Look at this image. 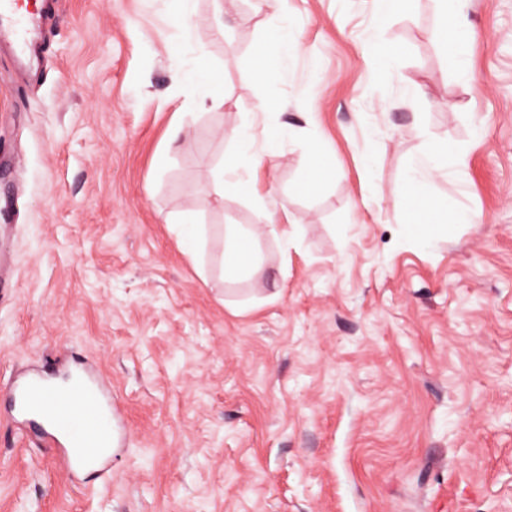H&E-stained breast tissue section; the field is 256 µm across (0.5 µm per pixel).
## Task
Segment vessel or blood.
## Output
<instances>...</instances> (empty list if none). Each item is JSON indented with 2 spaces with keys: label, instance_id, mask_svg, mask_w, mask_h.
I'll return each instance as SVG.
<instances>
[{
  "label": "vessel or blood",
  "instance_id": "obj_1",
  "mask_svg": "<svg viewBox=\"0 0 512 512\" xmlns=\"http://www.w3.org/2000/svg\"><path fill=\"white\" fill-rule=\"evenodd\" d=\"M3 19L11 24L18 50H26L33 14L24 0H0ZM6 386L18 428L34 430L69 475L88 477L111 469L126 435L97 369L78 368L67 385L50 383L45 370L37 369L9 378Z\"/></svg>",
  "mask_w": 512,
  "mask_h": 512
}]
</instances>
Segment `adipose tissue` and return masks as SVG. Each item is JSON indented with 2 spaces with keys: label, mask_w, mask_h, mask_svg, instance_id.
I'll use <instances>...</instances> for the list:
<instances>
[{
  "label": "adipose tissue",
  "mask_w": 512,
  "mask_h": 512,
  "mask_svg": "<svg viewBox=\"0 0 512 512\" xmlns=\"http://www.w3.org/2000/svg\"><path fill=\"white\" fill-rule=\"evenodd\" d=\"M469 0H435L438 14L437 35L451 65L462 67L466 64L465 47L473 39L474 31L467 22ZM254 7L265 17V31L256 54L252 71L255 81L265 86H275L292 79L293 72L288 56V0H254ZM252 117L244 112L232 129L230 136L237 148L227 154L215 170L219 186H227L247 194L257 205H264L265 195L258 184L259 170L270 166L269 156L260 150L253 138ZM270 133L276 138L300 142L309 158V168L303 179L305 191L316 193L324 189L335 170L327 163L322 138L310 132L287 125L275 124ZM463 160L458 152L449 150L439 139H429L422 154L408 167L403 176L404 212L408 218L404 229L409 239L418 245H431L439 231L438 225L425 223L427 215L437 212V199L428 194L430 181L453 167H461ZM292 223L288 210L269 214L263 231H256L238 225L224 228V251L221 271L225 281L233 282L251 275L259 265L257 250L259 234L276 239L289 240Z\"/></svg>",
  "instance_id": "ef3b65f1"
}]
</instances>
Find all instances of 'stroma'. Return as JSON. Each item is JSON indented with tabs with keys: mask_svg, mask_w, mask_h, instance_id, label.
Returning a JSON list of instances; mask_svg holds the SVG:
<instances>
[{
	"mask_svg": "<svg viewBox=\"0 0 512 512\" xmlns=\"http://www.w3.org/2000/svg\"><path fill=\"white\" fill-rule=\"evenodd\" d=\"M288 8L277 120L321 135L337 177L304 194L301 148L256 124L262 208L215 187L228 130L267 94L250 0L221 31L197 0V93L219 76L228 103L171 150L190 106L161 0H51L29 66L0 36V512H512V0H471L463 69L430 5L399 22L377 0ZM376 28L402 48L383 80L364 60ZM428 135L464 162L429 192L476 220L424 249L401 175ZM283 205L294 240L260 236L242 284L220 237L201 275L170 226L259 228ZM66 354L96 363L127 433L85 485L1 413L10 376Z\"/></svg>",
	"mask_w": 512,
	"mask_h": 512,
	"instance_id": "stroma-1",
	"label": "stroma"
}]
</instances>
